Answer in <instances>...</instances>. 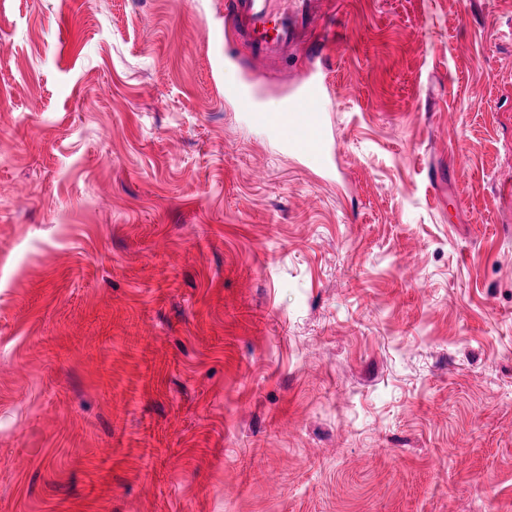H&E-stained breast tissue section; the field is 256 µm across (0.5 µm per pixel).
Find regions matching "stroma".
<instances>
[{
    "instance_id": "1",
    "label": "stroma",
    "mask_w": 512,
    "mask_h": 512,
    "mask_svg": "<svg viewBox=\"0 0 512 512\" xmlns=\"http://www.w3.org/2000/svg\"><path fill=\"white\" fill-rule=\"evenodd\" d=\"M314 35L0 0V512H512V0ZM310 67L329 162L224 97Z\"/></svg>"
}]
</instances>
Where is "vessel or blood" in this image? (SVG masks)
<instances>
[{"label":"vessel or blood","instance_id":"obj_1","mask_svg":"<svg viewBox=\"0 0 512 512\" xmlns=\"http://www.w3.org/2000/svg\"><path fill=\"white\" fill-rule=\"evenodd\" d=\"M321 13L320 0H225L224 32L236 36L261 64H272L298 51L321 56L311 37L314 21ZM320 82L307 86L302 97L289 101L278 112L254 111V120L288 134V145L297 150L307 146L325 148L321 123Z\"/></svg>","mask_w":512,"mask_h":512}]
</instances>
